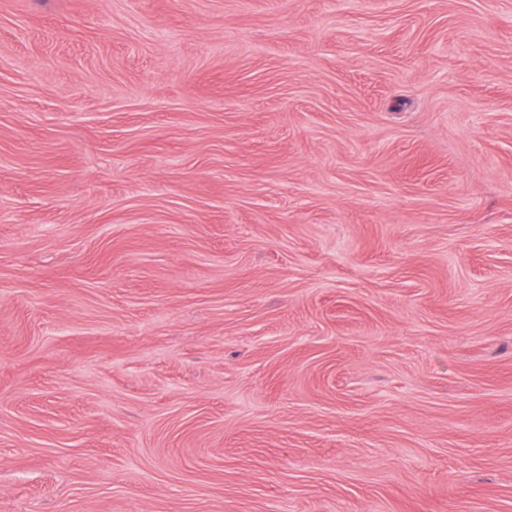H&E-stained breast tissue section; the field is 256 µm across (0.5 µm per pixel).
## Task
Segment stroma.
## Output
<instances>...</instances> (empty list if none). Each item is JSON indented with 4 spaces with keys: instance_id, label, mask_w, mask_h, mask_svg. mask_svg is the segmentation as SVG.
<instances>
[{
    "instance_id": "35a3bbf8",
    "label": "stroma",
    "mask_w": 512,
    "mask_h": 512,
    "mask_svg": "<svg viewBox=\"0 0 512 512\" xmlns=\"http://www.w3.org/2000/svg\"><path fill=\"white\" fill-rule=\"evenodd\" d=\"M0 512H512V0H0Z\"/></svg>"
}]
</instances>
